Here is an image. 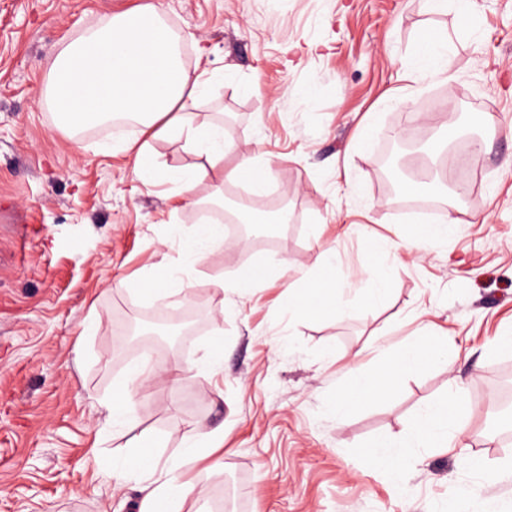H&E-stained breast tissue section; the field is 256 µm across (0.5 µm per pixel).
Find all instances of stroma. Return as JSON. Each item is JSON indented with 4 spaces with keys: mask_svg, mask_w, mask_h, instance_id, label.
I'll return each mask as SVG.
<instances>
[{
    "mask_svg": "<svg viewBox=\"0 0 512 512\" xmlns=\"http://www.w3.org/2000/svg\"><path fill=\"white\" fill-rule=\"evenodd\" d=\"M145 5L211 77L194 109L223 125L225 170L270 161L251 200H287L276 242L238 234L191 256L199 209L170 177L200 157L136 127L72 131L41 103L66 43ZM438 34L452 74L421 75L415 52ZM452 86L468 104L456 119L425 110L433 97L455 106ZM407 123L429 142L479 136L481 179L462 207L447 208L443 185L388 197L377 159L428 150L397 142ZM112 142L148 145L168 181L137 180ZM510 157L512 0H471L467 13L454 0H0V512H139L143 480L117 483L113 465L175 458L217 429L221 448L182 470L180 512H213L219 493L232 512H512V442L490 444L482 390L512 364L498 344L512 336ZM432 220L452 229L415 259L406 241ZM327 250L332 264L315 267ZM267 268L275 278L235 288ZM381 274L388 293L365 303ZM310 275L343 287L345 315H289ZM191 293L205 314L189 339L127 383L142 344L116 320L181 318ZM421 336L447 339L451 363L423 361L391 396L328 414L354 370L382 364L381 345ZM216 348L214 371L201 361ZM454 382L462 445L414 449L394 477L370 442L402 435ZM109 400L127 401L130 421L105 425Z\"/></svg>",
    "mask_w": 512,
    "mask_h": 512,
    "instance_id": "stroma-1",
    "label": "stroma"
}]
</instances>
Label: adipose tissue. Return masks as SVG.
<instances>
[{"mask_svg":"<svg viewBox=\"0 0 512 512\" xmlns=\"http://www.w3.org/2000/svg\"><path fill=\"white\" fill-rule=\"evenodd\" d=\"M206 85L205 72L184 67L177 38L160 12L150 6L115 15L106 26L85 29L64 46L50 67L46 97L64 126L77 128L93 118L101 122L130 115L147 139L181 140L204 155L205 164L179 176L180 191L190 198L200 183L217 179L229 148L223 125L198 120L185 109L187 100L202 94ZM329 309L344 314L341 287L313 279L303 291L301 304L291 312L307 316ZM428 354L441 362L447 359L427 342L387 352L379 369L352 376L349 388L330 404V412L340 418L359 401L391 395L401 374ZM463 409L461 391L449 392L422 408L404 436L373 442L374 457L395 468L412 449L449 447L453 440L450 426Z\"/></svg>","mask_w":512,"mask_h":512,"instance_id":"obj_1","label":"adipose tissue"}]
</instances>
